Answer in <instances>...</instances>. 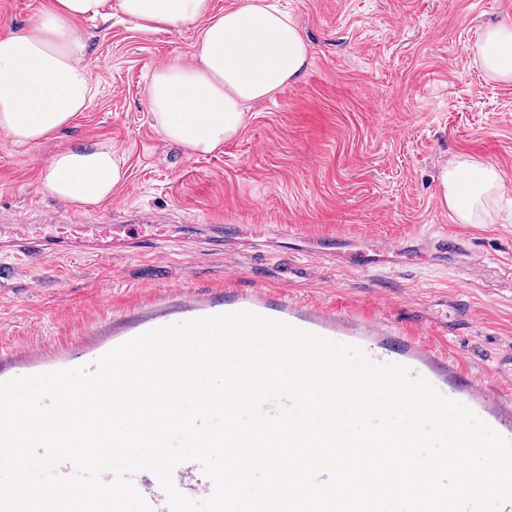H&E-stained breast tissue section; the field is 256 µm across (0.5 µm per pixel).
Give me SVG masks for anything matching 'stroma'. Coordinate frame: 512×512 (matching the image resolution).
I'll return each mask as SVG.
<instances>
[{
	"mask_svg": "<svg viewBox=\"0 0 512 512\" xmlns=\"http://www.w3.org/2000/svg\"><path fill=\"white\" fill-rule=\"evenodd\" d=\"M299 24L310 63L252 105L219 151L163 139L148 109L153 68L190 61L198 33L119 19L80 26L95 90L84 112L40 145L0 135V225L57 210L40 191L57 150L103 144L126 169L84 223L167 215L165 241L112 256H48L0 271V382L94 363L153 328L223 312L236 296L279 290L342 322L417 337L473 376L512 384V81L486 75L474 46L512 18V0H273ZM474 156L503 178L502 220L454 223L439 193L444 163ZM178 224L264 226L247 241L174 240ZM352 243H401L448 231L466 262L361 271L339 257L285 254L280 225Z\"/></svg>",
	"mask_w": 512,
	"mask_h": 512,
	"instance_id": "obj_1",
	"label": "stroma"
}]
</instances>
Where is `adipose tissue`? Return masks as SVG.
Returning a JSON list of instances; mask_svg holds the SVG:
<instances>
[{
  "instance_id": "obj_1",
  "label": "adipose tissue",
  "mask_w": 512,
  "mask_h": 512,
  "mask_svg": "<svg viewBox=\"0 0 512 512\" xmlns=\"http://www.w3.org/2000/svg\"><path fill=\"white\" fill-rule=\"evenodd\" d=\"M121 14L145 29H194L190 62L156 67L148 108L169 143L210 154L234 137L248 107L271 98L307 68V44L292 17L269 0H243L221 15L210 0H52L28 24L0 31V135L36 146L84 111L94 87L82 19ZM492 78L512 79V19L488 28L475 49ZM125 177L111 147L69 148L42 170V188L73 205L107 199ZM502 186L491 164L465 156L441 172L442 200L458 224H490Z\"/></svg>"
}]
</instances>
